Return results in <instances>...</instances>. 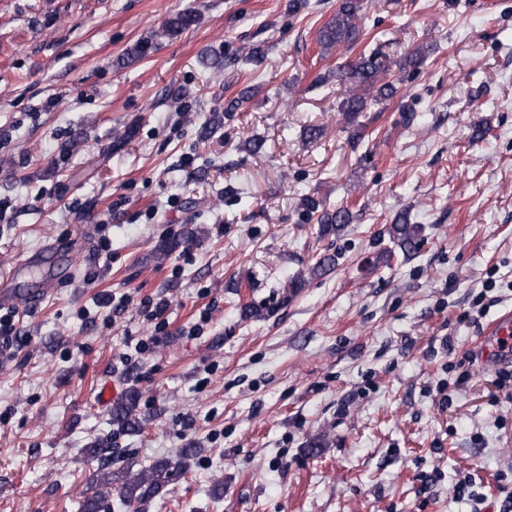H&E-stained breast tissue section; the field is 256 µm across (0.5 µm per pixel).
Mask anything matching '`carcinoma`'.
<instances>
[{
	"label": "carcinoma",
	"mask_w": 512,
	"mask_h": 512,
	"mask_svg": "<svg viewBox=\"0 0 512 512\" xmlns=\"http://www.w3.org/2000/svg\"><path fill=\"white\" fill-rule=\"evenodd\" d=\"M360 0H341L335 16L320 30L319 42L324 47L347 44L356 45L363 36L365 27L361 15ZM198 22L193 11H182L169 17L159 35L172 36L186 30ZM381 63L376 55L362 56L355 63H348L338 70L339 80L352 85L348 97L342 102L341 111L353 120L372 105H378L393 98L400 91L394 82L378 84L377 73ZM304 205L309 215L316 217L322 235H334L350 221L346 208L334 211L324 208L319 201L307 197ZM388 233L404 252L414 250L420 242L419 225L409 222L407 213H401L388 228ZM335 257L325 255L309 269L312 277H321L330 273L335 267ZM140 393L133 389L125 399L112 408V424L121 431L139 433L151 421L139 412ZM199 448H184L180 453L181 462L161 458L152 463L134 469V464L125 461L114 467L112 445L102 440L89 448V454L98 462V471L89 488L82 494L79 502L80 512H110L112 497L123 505L145 506L172 484L184 471L183 461L199 454Z\"/></svg>",
	"instance_id": "cac0c4a2"
}]
</instances>
